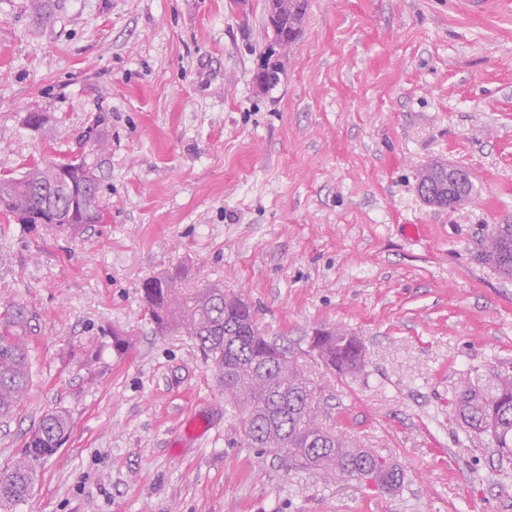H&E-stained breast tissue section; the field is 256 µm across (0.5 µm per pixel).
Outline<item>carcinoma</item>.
<instances>
[{
	"label": "carcinoma",
	"mask_w": 512,
	"mask_h": 512,
	"mask_svg": "<svg viewBox=\"0 0 512 512\" xmlns=\"http://www.w3.org/2000/svg\"><path fill=\"white\" fill-rule=\"evenodd\" d=\"M286 8L273 25L257 59L266 57L272 37L285 38L293 46L304 31L309 0H285ZM71 180L86 187L87 196L72 199L58 185V164L30 166L22 176L0 172V210L14 215L41 205L36 191L55 196L57 224L66 230L80 224H95L101 206V184L91 166L81 159L69 163ZM482 252L501 275L512 277V224H495L486 235ZM178 274L155 276L141 284L156 333L184 329L205 352L214 354L215 368L232 392L230 400L240 419L250 420V430L237 429L247 448H264L284 454L295 468L313 471L325 479L367 484V473L376 474V487L400 488L405 472L390 460L361 447L345 434L325 428L318 419V405L311 382L288 356V347L261 331L254 313L239 304L240 298L212 286L189 295L178 293ZM201 306L206 316L196 320L186 313ZM28 316L15 302L0 312V418L13 415L29 386L31 360L26 341ZM310 348L326 365L345 376L366 368V350L361 337L341 329L315 332ZM242 381L249 389L236 393ZM455 406L466 426L487 436L498 453L512 457V375L500 376L490 387L464 382L455 391ZM70 429L64 409L45 414L27 434L14 463L0 470V509L27 501L33 494L42 461L52 457Z\"/></svg>",
	"instance_id": "1"
}]
</instances>
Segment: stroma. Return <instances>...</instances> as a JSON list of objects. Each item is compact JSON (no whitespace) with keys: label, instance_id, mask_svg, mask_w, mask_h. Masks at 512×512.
<instances>
[{"label":"stroma","instance_id":"1","mask_svg":"<svg viewBox=\"0 0 512 512\" xmlns=\"http://www.w3.org/2000/svg\"><path fill=\"white\" fill-rule=\"evenodd\" d=\"M47 7L42 23L31 0H0V163L81 156L108 220L56 231L0 215V303L25 307L32 362L0 419V468L47 411L72 423L15 512H512V458L454 401L463 381L512 374V279L477 259L492 225L512 224V0H310L267 93L252 80L266 0ZM33 111L49 134L26 125ZM433 161L470 169L471 202L422 200ZM173 269L185 292L248 302L323 422L399 464L402 487L237 444L211 358L183 332L155 335L141 299ZM323 327L362 338L364 372L314 356Z\"/></svg>","mask_w":512,"mask_h":512}]
</instances>
